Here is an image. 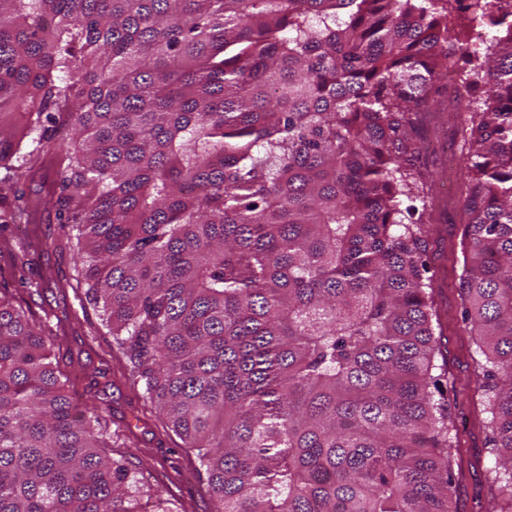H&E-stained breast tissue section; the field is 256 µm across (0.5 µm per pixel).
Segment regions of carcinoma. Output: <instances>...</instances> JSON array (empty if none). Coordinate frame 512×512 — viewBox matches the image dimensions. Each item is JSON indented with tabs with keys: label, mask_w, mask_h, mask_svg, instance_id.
I'll return each mask as SVG.
<instances>
[{
	"label": "carcinoma",
	"mask_w": 512,
	"mask_h": 512,
	"mask_svg": "<svg viewBox=\"0 0 512 512\" xmlns=\"http://www.w3.org/2000/svg\"><path fill=\"white\" fill-rule=\"evenodd\" d=\"M461 2L0 0V225L29 222L52 160L76 281L215 512H449L428 209L402 204L450 66L485 512H512V0H469L507 27L484 54ZM101 419L0 296V512H139Z\"/></svg>",
	"instance_id": "obj_1"
}]
</instances>
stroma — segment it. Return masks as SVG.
<instances>
[{"label": "stroma", "instance_id": "stroma-1", "mask_svg": "<svg viewBox=\"0 0 512 512\" xmlns=\"http://www.w3.org/2000/svg\"><path fill=\"white\" fill-rule=\"evenodd\" d=\"M469 120L447 98L438 99L418 130L417 162L430 186L460 175L463 155L457 130ZM464 226L458 210H439L427 248L434 280V306L442 316L436 329L439 353L447 376L443 387L461 439L452 459V512H482L491 493L490 470L495 457L483 426L488 414L483 376L473 359L478 336L462 317L459 282L463 271ZM9 238L11 254L0 255V266H24L28 287L11 274L0 275L16 307L56 333L52 360L69 378V389L80 404L98 407L117 440L108 453L128 460L151 492L140 497V512H152V497L167 499L171 512H213L205 481L199 478L194 451L167 426L163 414L146 398L127 369L126 357L102 326L75 281L73 249L68 246L51 210H39L35 223L11 224L0 230Z\"/></svg>", "mask_w": 512, "mask_h": 512}]
</instances>
